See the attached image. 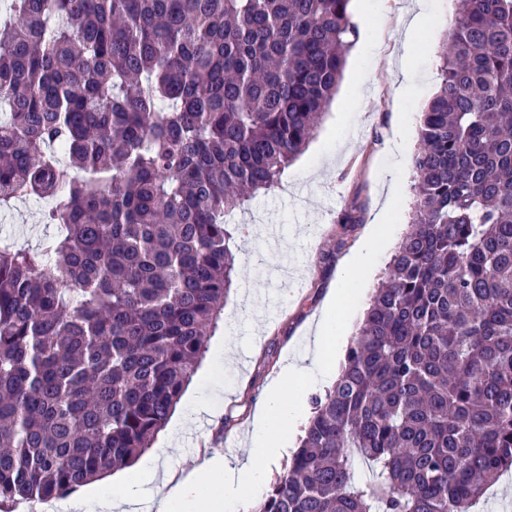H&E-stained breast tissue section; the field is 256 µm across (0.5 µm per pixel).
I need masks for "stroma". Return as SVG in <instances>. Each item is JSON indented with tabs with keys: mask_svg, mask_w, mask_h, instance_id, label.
Segmentation results:
<instances>
[{
	"mask_svg": "<svg viewBox=\"0 0 512 512\" xmlns=\"http://www.w3.org/2000/svg\"><path fill=\"white\" fill-rule=\"evenodd\" d=\"M427 19L406 48L403 26L410 0H351L358 38L350 50L336 94L303 153L277 187L257 193L239 226L235 283L224 302L217 337L236 350L233 362H203L179 405L208 404L217 423L186 434L181 445L159 456V468L189 471L213 453L240 449L257 402L277 377L284 354L301 352L299 329L317 315L334 287L344 259L355 249L382 206L389 188L401 189L390 221L391 234L373 269L360 273L348 333H355L390 257L408 230L411 157L421 112L438 87L437 66L447 47V20L456 0H423ZM416 71L414 94L400 93L406 62ZM357 97H349L350 87ZM400 133L405 150L391 154L386 143ZM327 169L315 180V169ZM43 205L16 200L6 219L19 243L37 246L50 229L41 222ZM359 221L340 223L345 210ZM230 425H223V418Z\"/></svg>",
	"mask_w": 512,
	"mask_h": 512,
	"instance_id": "stroma-1",
	"label": "stroma"
}]
</instances>
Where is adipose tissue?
Here are the masks:
<instances>
[{"label":"adipose tissue","instance_id":"1","mask_svg":"<svg viewBox=\"0 0 512 512\" xmlns=\"http://www.w3.org/2000/svg\"><path fill=\"white\" fill-rule=\"evenodd\" d=\"M386 212L375 214L362 245L351 256L338 279L336 290L326 300L314 335L303 352L285 358L278 380L255 410L253 431L247 448L233 462L223 456L176 481L173 488L144 501L135 497L131 486L154 484L159 480L152 460L141 461L133 473L121 474L120 485L102 481L94 498L96 512H250L258 492L270 480L267 461L288 453L284 432L296 431L300 417L288 393H297L325 381L334 366L345 335L349 311L339 310L352 292V271L371 266L387 239Z\"/></svg>","mask_w":512,"mask_h":512}]
</instances>
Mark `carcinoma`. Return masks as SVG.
<instances>
[{
    "label": "carcinoma",
    "instance_id": "cac0c4a2",
    "mask_svg": "<svg viewBox=\"0 0 512 512\" xmlns=\"http://www.w3.org/2000/svg\"><path fill=\"white\" fill-rule=\"evenodd\" d=\"M350 0H10L0 24V508L151 447L236 274L225 217L336 94ZM414 210L253 512H474L512 473V0H457ZM43 208V202H37L28 196L16 200L11 212L2 213L10 223L1 224L0 222V229L3 225L6 229L14 231L13 234H16L14 240L30 247H36L42 237L54 231L53 227L41 223Z\"/></svg>",
    "mask_w": 512,
    "mask_h": 512
}]
</instances>
